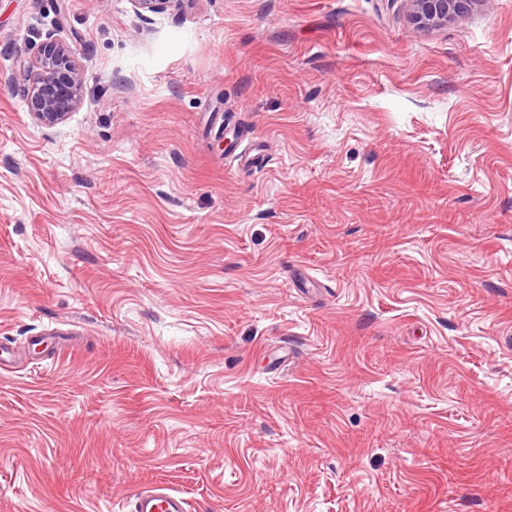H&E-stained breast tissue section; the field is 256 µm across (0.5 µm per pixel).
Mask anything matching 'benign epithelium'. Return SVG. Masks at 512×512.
I'll return each instance as SVG.
<instances>
[{
  "mask_svg": "<svg viewBox=\"0 0 512 512\" xmlns=\"http://www.w3.org/2000/svg\"><path fill=\"white\" fill-rule=\"evenodd\" d=\"M143 12L180 11L196 0H133ZM411 20L423 29L448 24L468 13L480 0H406ZM23 82L28 111L42 126L55 127L80 105L82 78L73 50L46 41L35 60L17 74Z\"/></svg>",
  "mask_w": 512,
  "mask_h": 512,
  "instance_id": "benign-epithelium-1",
  "label": "benign epithelium"
}]
</instances>
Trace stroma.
<instances>
[{
	"instance_id": "35a3bbf8",
	"label": "stroma",
	"mask_w": 512,
	"mask_h": 512,
	"mask_svg": "<svg viewBox=\"0 0 512 512\" xmlns=\"http://www.w3.org/2000/svg\"><path fill=\"white\" fill-rule=\"evenodd\" d=\"M0 345V512H512V0H0ZM411 20L419 28L447 25L468 13L480 0H406ZM15 79L23 82L28 111L42 126L61 124L80 105L81 72L73 50L65 43L46 41ZM133 512H187V502L164 486L136 494Z\"/></svg>"
}]
</instances>
